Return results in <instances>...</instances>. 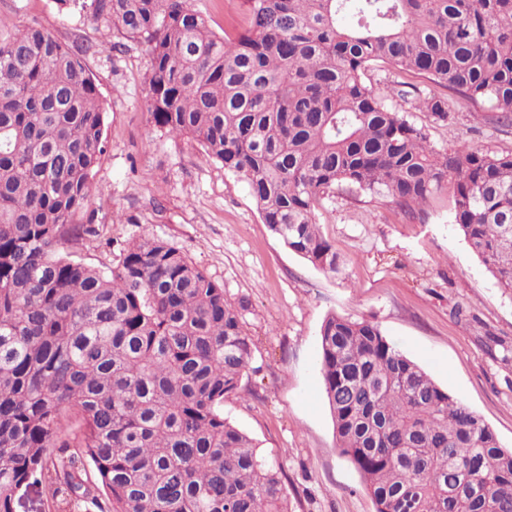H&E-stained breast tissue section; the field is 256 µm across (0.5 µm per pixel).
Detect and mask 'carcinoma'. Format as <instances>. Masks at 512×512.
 Returning a JSON list of instances; mask_svg holds the SVG:
<instances>
[{"label": "carcinoma", "mask_w": 512, "mask_h": 512, "mask_svg": "<svg viewBox=\"0 0 512 512\" xmlns=\"http://www.w3.org/2000/svg\"><path fill=\"white\" fill-rule=\"evenodd\" d=\"M228 40L191 0H85L145 44L147 111L248 186L263 222L324 272L339 258L316 208L339 187L408 212L453 190V221L512 292V154L441 153L386 104L370 68L422 75L414 109L448 97L512 123V0H248ZM352 13L349 28L339 24ZM81 56L49 31L0 33V512L32 485L54 512H291L280 464L224 417L251 359L243 314L168 241L117 265L69 251L106 151ZM341 454L375 512H512V448L368 320L319 334Z\"/></svg>", "instance_id": "1"}]
</instances>
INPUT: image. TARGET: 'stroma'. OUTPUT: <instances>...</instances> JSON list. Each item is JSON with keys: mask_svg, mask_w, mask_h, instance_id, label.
Returning <instances> with one entry per match:
<instances>
[{"mask_svg": "<svg viewBox=\"0 0 512 512\" xmlns=\"http://www.w3.org/2000/svg\"><path fill=\"white\" fill-rule=\"evenodd\" d=\"M229 37L246 25V0H192ZM40 26L67 45L90 43L84 63L105 108L106 152L85 210L105 227L76 254L108 269L128 243L150 234L180 248L243 306L251 342L241 396L224 415L276 456L293 512H374L333 433L318 368L328 314L370 319L408 357L512 448V293L474 255L441 187L413 213L391 198L336 190L317 210L322 235L341 259L323 272L285 247L264 224L248 188L194 140L156 127L146 110L145 46L91 24L79 0H0V27ZM389 105L426 127L436 150L475 146L512 153V127L459 102L447 121Z\"/></svg>", "mask_w": 512, "mask_h": 512, "instance_id": "1", "label": "stroma"}]
</instances>
